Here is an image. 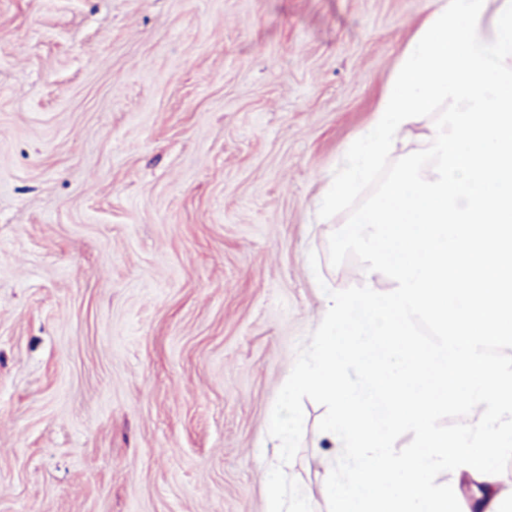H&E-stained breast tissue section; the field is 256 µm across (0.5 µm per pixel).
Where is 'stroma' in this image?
Instances as JSON below:
<instances>
[{"instance_id":"obj_1","label":"stroma","mask_w":512,"mask_h":512,"mask_svg":"<svg viewBox=\"0 0 512 512\" xmlns=\"http://www.w3.org/2000/svg\"><path fill=\"white\" fill-rule=\"evenodd\" d=\"M426 12L0 0V512H265L277 394L359 283L317 212Z\"/></svg>"}]
</instances>
